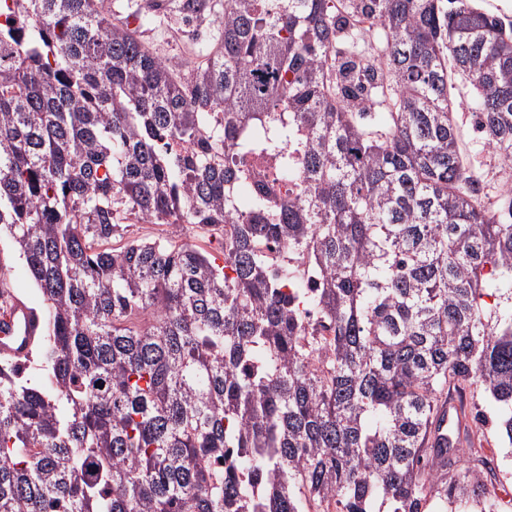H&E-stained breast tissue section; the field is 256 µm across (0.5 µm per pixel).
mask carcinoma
<instances>
[{
    "label": "carcinoma",
    "mask_w": 512,
    "mask_h": 512,
    "mask_svg": "<svg viewBox=\"0 0 512 512\" xmlns=\"http://www.w3.org/2000/svg\"><path fill=\"white\" fill-rule=\"evenodd\" d=\"M332 0H224L180 77L107 0H0V244L42 301L31 360L0 357V512H432L501 480L512 443V190L466 173L448 67L512 161V25L475 0H350L384 52L328 60ZM199 18L212 0H182ZM389 91L377 130L343 104ZM300 181L280 200L239 155ZM249 203L240 205L242 187ZM218 232L219 254L129 224ZM468 410H472L473 415L478 413L486 418L487 443H484L485 452L490 455L496 467L498 476L503 483H507L512 488V447L508 443L498 444V435L500 433L499 421L501 408L494 400L485 397L479 393H467ZM492 449V451L490 450ZM492 452V453H491Z\"/></svg>",
    "instance_id": "obj_1"
}]
</instances>
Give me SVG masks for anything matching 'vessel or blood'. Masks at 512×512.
<instances>
[{
    "label": "vessel or blood",
    "mask_w": 512,
    "mask_h": 512,
    "mask_svg": "<svg viewBox=\"0 0 512 512\" xmlns=\"http://www.w3.org/2000/svg\"><path fill=\"white\" fill-rule=\"evenodd\" d=\"M40 319L26 302L7 297L0 301V355L24 358L39 337Z\"/></svg>",
    "instance_id": "b4317fda"
}]
</instances>
